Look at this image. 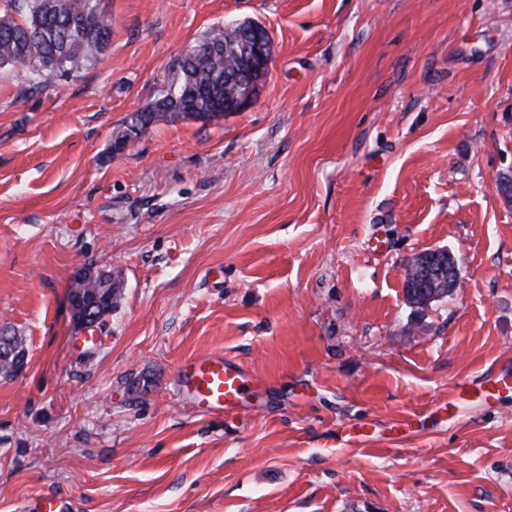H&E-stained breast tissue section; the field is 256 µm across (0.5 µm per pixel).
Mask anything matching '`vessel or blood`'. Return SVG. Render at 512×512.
Instances as JSON below:
<instances>
[{
  "label": "vessel or blood",
  "instance_id": "vessel-or-blood-1",
  "mask_svg": "<svg viewBox=\"0 0 512 512\" xmlns=\"http://www.w3.org/2000/svg\"><path fill=\"white\" fill-rule=\"evenodd\" d=\"M260 376L240 364L211 352L184 359L177 370L180 390L200 411L221 414L239 407L251 393ZM70 503L60 497L45 495L28 502L25 512H70Z\"/></svg>",
  "mask_w": 512,
  "mask_h": 512
}]
</instances>
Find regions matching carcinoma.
Here are the masks:
<instances>
[{
	"mask_svg": "<svg viewBox=\"0 0 512 512\" xmlns=\"http://www.w3.org/2000/svg\"><path fill=\"white\" fill-rule=\"evenodd\" d=\"M112 34V20L103 0H0V66L12 65L26 73L29 90L35 91L53 76L81 72L95 54L105 52ZM239 43L222 26L211 28L182 55L159 96L147 108L131 115L126 130L114 141L119 151L149 127L177 119L205 122L224 116V71L237 65ZM458 279L455 262L437 281L435 296L406 302L420 311L447 297ZM70 294L95 304L97 316L109 315L121 297L112 272L89 269L71 280ZM12 355L0 359V374L10 376L27 361L22 339L11 334Z\"/></svg>",
	"mask_w": 512,
	"mask_h": 512,
	"instance_id": "carcinoma-1",
	"label": "carcinoma"
}]
</instances>
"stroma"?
<instances>
[{"mask_svg": "<svg viewBox=\"0 0 512 512\" xmlns=\"http://www.w3.org/2000/svg\"><path fill=\"white\" fill-rule=\"evenodd\" d=\"M104 54L0 68V512H512V0H106ZM272 37L246 111L126 119L211 27ZM459 286L417 313L404 267ZM126 287L82 331L70 275ZM267 380L199 413L181 360ZM432 261V257L426 254V252L418 254L415 256V261L409 263V275L405 276L404 274V283L408 282L407 288H412L416 290L428 288L430 284V279L432 277L430 262ZM419 268V272L414 275L415 269ZM422 269V270H421ZM458 279V268L454 260L452 262H448V267L444 269L441 274V280L437 281L435 288V296L425 302L413 301L410 297V290L405 289V298L406 302L413 308L417 310L424 311L428 309L434 302H438L441 299L447 297L453 288H450V285H453L457 282ZM448 284V288H447ZM12 340V355L9 358L1 360L0 356V374L4 376H12L17 372V366L27 362V350L19 336L15 333L10 335ZM70 503L60 497L45 495L28 502L25 512H70Z\"/></svg>", "mask_w": 512, "mask_h": 512, "instance_id": "35a3bbf8", "label": "stroma"}]
</instances>
